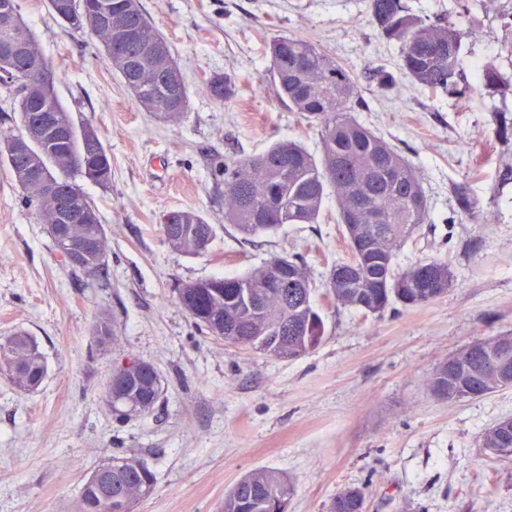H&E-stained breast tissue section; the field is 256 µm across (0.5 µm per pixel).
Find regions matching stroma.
<instances>
[{
  "mask_svg": "<svg viewBox=\"0 0 512 512\" xmlns=\"http://www.w3.org/2000/svg\"><path fill=\"white\" fill-rule=\"evenodd\" d=\"M19 2L54 65L61 103L109 149L112 185L80 183L109 239L105 269L92 277L64 266L0 166V337L27 332L47 364L33 392L0 375V512H74L85 474L115 455L144 458L156 474L135 512H220L229 489L256 468L293 484L288 512H328L346 487L362 490L365 512H512V457H489L480 446L486 428L512 417V388L450 402L428 385L469 342L512 332V143L498 139L492 119L496 110L512 116V95L459 99L412 84L363 0H140L188 86L184 116L161 123L136 107L93 36L72 35L44 0ZM409 4L462 29L467 13L477 14L482 26L463 40L464 60H490L512 75V0ZM290 34L354 72L395 74L389 90L362 82L366 104L356 114L413 164L429 198L428 221L395 268L447 260L458 283L380 319L315 297L324 340L282 360L207 335L176 289L296 254L319 284L348 254L331 196L315 224L246 239L224 222L214 160L282 140L319 147L317 130L271 89L269 44ZM215 74L235 81L230 103L208 95ZM461 181L487 223L458 213L450 187ZM179 208L213 225L205 251L182 255L165 244L161 217ZM102 316L115 344L93 334ZM128 354L156 367L164 392L150 415L120 424L103 391L114 361Z\"/></svg>",
  "mask_w": 512,
  "mask_h": 512,
  "instance_id": "obj_1",
  "label": "stroma"
}]
</instances>
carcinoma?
Instances as JSON below:
<instances>
[{
	"mask_svg": "<svg viewBox=\"0 0 512 512\" xmlns=\"http://www.w3.org/2000/svg\"><path fill=\"white\" fill-rule=\"evenodd\" d=\"M370 22L382 39L398 45L399 70L420 88L464 98L476 91L489 95L512 90V76L491 61L465 73L461 63L462 34L441 16L426 18L411 11L406 0H365ZM53 17L73 33L89 32L100 43L106 64L129 89L135 105L162 122L183 115L188 89L173 60L167 40L150 24L140 0H46ZM18 40L22 53L0 54V71L26 69L44 60L40 46L20 21L11 31L0 28V42ZM271 86L275 97L308 125L318 129L320 156L298 142L273 143L256 156H229L219 165L224 182V223L253 237L285 224L318 223L327 191L336 199L338 223L347 240L364 238L373 249L350 260H338L322 284L332 307L375 317L399 305L405 309L429 303L456 281L447 261L425 259L396 271L393 261L401 247L426 223L429 205L413 166L389 143L360 123L353 113L363 105L359 76L331 60L309 41L282 35L269 46ZM212 98L226 103L236 86L223 75L207 82ZM42 108L73 129L65 142L41 145L23 156L0 155L25 201L35 206L48 232L62 223L56 199L40 174L59 185L79 205L89 197L71 175L83 158L97 172L92 183L112 184V157L101 137L90 138L77 127L55 90L28 81L14 95L13 111L20 125L32 124ZM458 210L476 217L477 201L468 184L453 187ZM265 217L261 228L254 216ZM165 243L184 255L207 247L213 225L194 209L170 211L161 219ZM72 239L91 240L93 248L71 271L102 269L109 248L97 209L71 225ZM288 266V286H271V267ZM440 287L428 289L427 282ZM317 288L298 256L272 258L243 275L197 280L177 289L180 305L208 335L231 346H245L280 359L299 358L318 347L325 334L313 298ZM457 367L441 363L430 377V388L450 401L479 398L512 387V334L471 342L453 355ZM47 372L46 361L31 336L23 331L0 338V373L25 391L37 389ZM122 375L124 401L138 403L149 393L163 396L154 367L128 355L112 375ZM481 447L492 458L512 457V418L486 429ZM155 484L149 463L135 456H113L88 472L80 487L76 512H133ZM293 486L279 472L256 469L246 473L224 496L222 512H270L272 500L288 502ZM329 512H364L357 488L336 494Z\"/></svg>",
	"mask_w": 512,
	"mask_h": 512,
	"instance_id": "carcinoma-1",
	"label": "carcinoma"
}]
</instances>
